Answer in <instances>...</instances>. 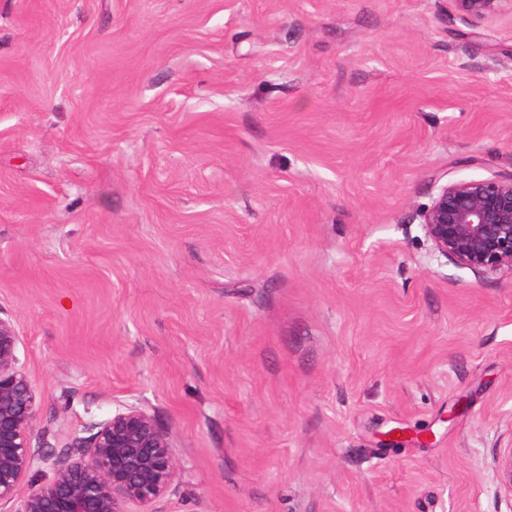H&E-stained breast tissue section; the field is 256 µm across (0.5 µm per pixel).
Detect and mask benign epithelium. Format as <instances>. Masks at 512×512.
<instances>
[{
	"label": "benign epithelium",
	"mask_w": 512,
	"mask_h": 512,
	"mask_svg": "<svg viewBox=\"0 0 512 512\" xmlns=\"http://www.w3.org/2000/svg\"><path fill=\"white\" fill-rule=\"evenodd\" d=\"M511 1L455 0L466 22L492 19ZM418 216L435 255L478 273L512 271V173L444 185ZM19 344L15 324L0 317V506L7 512H151L178 472L170 434L140 406L123 404L69 453L39 451L32 438L40 396ZM387 437L394 446L428 439L402 429ZM42 466L52 477L20 494Z\"/></svg>",
	"instance_id": "1"
}]
</instances>
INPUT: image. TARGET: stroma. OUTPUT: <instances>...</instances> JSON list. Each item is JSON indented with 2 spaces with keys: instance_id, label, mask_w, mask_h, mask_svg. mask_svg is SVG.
<instances>
[{
  "instance_id": "1",
  "label": "stroma",
  "mask_w": 512,
  "mask_h": 512,
  "mask_svg": "<svg viewBox=\"0 0 512 512\" xmlns=\"http://www.w3.org/2000/svg\"><path fill=\"white\" fill-rule=\"evenodd\" d=\"M510 171V11L0 0L34 447L133 403L175 445L155 512H512V272L434 255L418 217Z\"/></svg>"
}]
</instances>
